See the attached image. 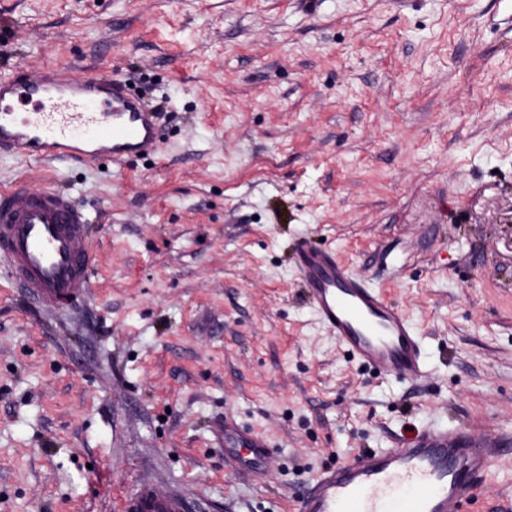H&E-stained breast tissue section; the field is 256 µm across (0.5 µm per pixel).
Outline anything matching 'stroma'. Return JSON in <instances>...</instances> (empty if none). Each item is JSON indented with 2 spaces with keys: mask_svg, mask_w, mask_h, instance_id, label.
Segmentation results:
<instances>
[{
  "mask_svg": "<svg viewBox=\"0 0 512 512\" xmlns=\"http://www.w3.org/2000/svg\"><path fill=\"white\" fill-rule=\"evenodd\" d=\"M101 70L159 114L156 157L22 159L88 215L82 306L0 262V512H294L307 479L409 428L512 437V0H0V76ZM423 338L360 369L317 320L301 238ZM273 450L231 476L214 426ZM464 512H512V447ZM188 501L178 494L162 491L150 481H142L122 505L123 512H186Z\"/></svg>",
  "mask_w": 512,
  "mask_h": 512,
  "instance_id": "35a3bbf8",
  "label": "stroma"
}]
</instances>
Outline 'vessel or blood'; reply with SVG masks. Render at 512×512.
<instances>
[{"label":"vessel or blood","instance_id":"b4317fda","mask_svg":"<svg viewBox=\"0 0 512 512\" xmlns=\"http://www.w3.org/2000/svg\"><path fill=\"white\" fill-rule=\"evenodd\" d=\"M33 102L35 112L15 111ZM157 115L104 72L77 78L67 69H24L0 77V149L47 160L121 161L156 151ZM88 217L68 195L23 181L0 190V259L15 285L49 308L72 306L89 291ZM297 270L322 325L350 358L401 381L425 374L423 339L404 312L335 252L309 241ZM224 466L265 481L273 454L259 431L220 426ZM498 435L427 429L396 447L365 451L308 482L296 512H463L495 467ZM186 498L141 482L122 512H187Z\"/></svg>","mask_w":512,"mask_h":512}]
</instances>
